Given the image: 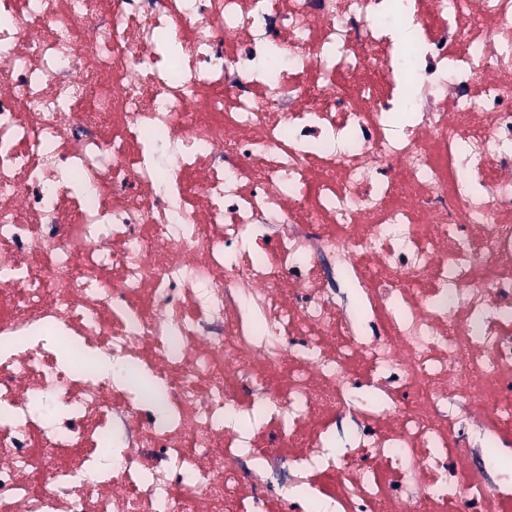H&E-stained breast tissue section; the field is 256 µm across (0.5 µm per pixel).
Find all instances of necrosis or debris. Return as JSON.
I'll return each mask as SVG.
<instances>
[{
    "instance_id": "1",
    "label": "necrosis or debris",
    "mask_w": 512,
    "mask_h": 512,
    "mask_svg": "<svg viewBox=\"0 0 512 512\" xmlns=\"http://www.w3.org/2000/svg\"><path fill=\"white\" fill-rule=\"evenodd\" d=\"M390 2L0 0V512L512 503V0ZM470 467L475 471L481 480L490 485L498 484L504 477L503 471L508 470L512 472V466L505 462H499L497 466L489 464L487 461L485 465L478 463L475 460L470 461Z\"/></svg>"
}]
</instances>
